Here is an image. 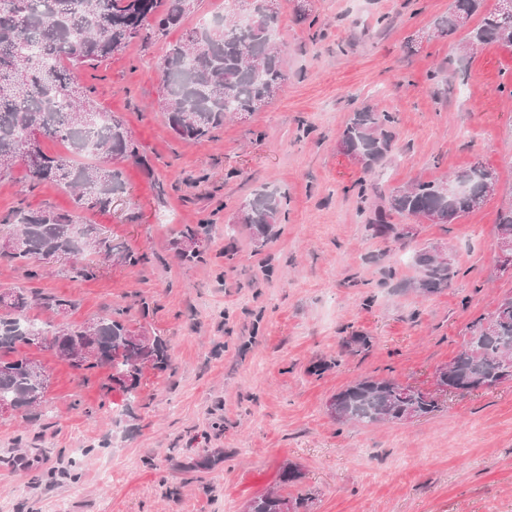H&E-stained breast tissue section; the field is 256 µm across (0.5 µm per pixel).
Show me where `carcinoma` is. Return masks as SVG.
<instances>
[{
  "label": "carcinoma",
  "mask_w": 512,
  "mask_h": 512,
  "mask_svg": "<svg viewBox=\"0 0 512 512\" xmlns=\"http://www.w3.org/2000/svg\"><path fill=\"white\" fill-rule=\"evenodd\" d=\"M192 10L187 0H0V178L19 161L30 176L68 188L78 210H105L113 196L125 190L122 174L108 167L116 159L135 156L138 146L120 117L94 106L91 88L77 82V72L123 52L134 42L148 43L183 25ZM480 14L469 41L458 46L467 54L478 45L512 47V11L483 10V0H451L448 16L436 21L438 33L452 35ZM278 11L267 0H224V15L201 24L168 45L158 62L161 86L157 105L169 128L193 142L224 126V118L254 112L284 88L287 74L281 59ZM393 118L366 109L354 115L341 141L359 155L371 172L393 151ZM45 139L64 143L68 154H49ZM457 194L445 190L441 179L419 180L407 188L382 195L370 226L379 237L401 238L404 229L389 222L391 214L417 216L438 212L451 224L479 207L494 190L491 170L474 165L453 176ZM283 210L282 196L264 190L252 193L240 206L241 223L258 238L267 236ZM512 236V205L501 209L496 236ZM0 262L20 270L24 279L40 276V264L64 256L71 278L96 276L98 258L137 262L112 245L94 224L50 207L34 210L21 202L0 219ZM418 276L407 287L432 295L448 287L457 275L454 265L429 250L414 256ZM43 308L65 316L42 326L30 315ZM77 303L32 288L0 291V399L30 417L42 404L47 388L44 368L20 352L29 337H44L43 345L71 367L113 370L102 388L132 395L143 367L162 370L171 357L165 341L143 333L131 336L129 313L122 308L80 324L66 319ZM448 386L469 392L490 389L512 379V294L494 312L470 327L464 347L448 365L438 369ZM341 424L403 423L426 417L438 404L419 391H406L391 378H360L331 397ZM301 469L284 465L280 484L295 487ZM310 494L285 496L272 489L251 499L247 512H306Z\"/></svg>",
  "instance_id": "carcinoma-1"
}]
</instances>
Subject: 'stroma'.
I'll list each match as a JSON object with an SVG mask.
<instances>
[{"label":"stroma","instance_id":"1","mask_svg":"<svg viewBox=\"0 0 512 512\" xmlns=\"http://www.w3.org/2000/svg\"><path fill=\"white\" fill-rule=\"evenodd\" d=\"M449 3L310 0L303 22L297 0H277L283 91L193 143L157 107L156 64L224 0H198L183 29L81 70L140 153L113 161L124 193L82 219L142 260L100 261L89 281L55 263L32 286L75 300L76 323L127 309L147 335L166 338L171 365L148 370L130 399L99 390L107 369L87 383L51 350L28 348L48 387L38 420L0 415V501L11 512H244L288 462L313 492L310 512H512V382L449 395L403 424L342 425L326 410L364 376L430 386L469 326L512 293V270H498L495 253L498 213L512 204V47L457 51L467 29L448 38L434 27ZM366 108L393 115L398 133L372 175L337 150ZM475 164L497 189L454 223L418 222L399 241L368 228L377 191ZM259 189L287 200L264 244L237 217ZM22 201L74 209L68 190L19 163L0 179V217ZM197 224L212 230L187 264L175 241ZM423 248L458 268L435 295L406 287ZM356 334L372 345L352 355ZM199 448L218 452L211 469H188Z\"/></svg>","mask_w":512,"mask_h":512}]
</instances>
